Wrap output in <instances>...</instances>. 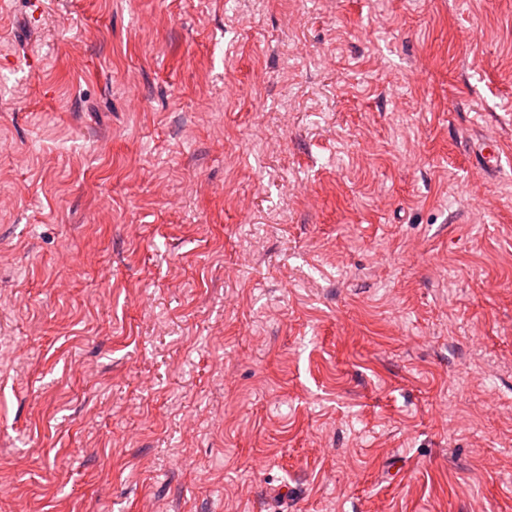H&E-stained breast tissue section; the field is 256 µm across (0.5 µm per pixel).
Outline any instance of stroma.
<instances>
[{
	"label": "stroma",
	"instance_id": "1",
	"mask_svg": "<svg viewBox=\"0 0 512 512\" xmlns=\"http://www.w3.org/2000/svg\"><path fill=\"white\" fill-rule=\"evenodd\" d=\"M0 512H512V0H0Z\"/></svg>",
	"mask_w": 512,
	"mask_h": 512
}]
</instances>
